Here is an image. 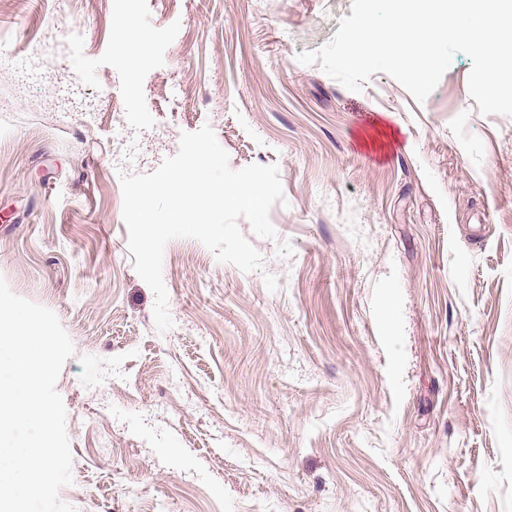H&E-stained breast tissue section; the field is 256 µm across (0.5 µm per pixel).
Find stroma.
<instances>
[{
    "label": "stroma",
    "mask_w": 512,
    "mask_h": 512,
    "mask_svg": "<svg viewBox=\"0 0 512 512\" xmlns=\"http://www.w3.org/2000/svg\"><path fill=\"white\" fill-rule=\"evenodd\" d=\"M351 2L141 0L138 68L116 0H0V277L74 345L76 512H512V116L462 53L421 103L300 64ZM206 124L277 165L278 238L169 241L163 333L119 174Z\"/></svg>",
    "instance_id": "35a3bbf8"
}]
</instances>
